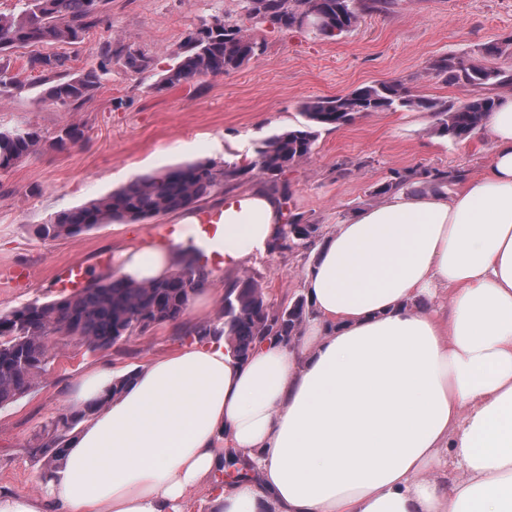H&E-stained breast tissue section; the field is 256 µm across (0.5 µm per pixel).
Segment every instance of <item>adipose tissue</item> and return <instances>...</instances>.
<instances>
[{
    "instance_id": "ef3b65f1",
    "label": "adipose tissue",
    "mask_w": 512,
    "mask_h": 512,
    "mask_svg": "<svg viewBox=\"0 0 512 512\" xmlns=\"http://www.w3.org/2000/svg\"><path fill=\"white\" fill-rule=\"evenodd\" d=\"M480 174L390 194L337 225L304 273L311 314L247 359L192 343L137 371L41 491L0 512H512V98ZM277 195L224 197V262L270 253ZM163 249L120 275H169ZM235 451L258 480L211 486Z\"/></svg>"
}]
</instances>
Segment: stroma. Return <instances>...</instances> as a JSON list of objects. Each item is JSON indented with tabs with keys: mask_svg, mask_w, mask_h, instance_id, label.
I'll return each instance as SVG.
<instances>
[{
	"mask_svg": "<svg viewBox=\"0 0 512 512\" xmlns=\"http://www.w3.org/2000/svg\"><path fill=\"white\" fill-rule=\"evenodd\" d=\"M222 18L244 22L240 0H110L101 23L77 44L61 46L69 72L98 66L104 42L120 41L153 60L134 72L112 61L93 98L77 112L42 100L37 73L26 70L27 49L12 54L23 90L0 94V127L22 126L51 137L65 124L81 123L82 145L46 150L0 173V270L25 269L21 285L0 281V313L52 301L58 268L83 260L89 278L117 275L121 254L149 247L163 225L175 224L169 244L182 253L198 227L194 210L136 224L113 223L57 240L37 237V225L54 213L112 192L139 175L160 174L196 160L232 161L252 154L257 142L301 123L303 103L341 95L367 84L398 81L413 94L452 104L473 90L436 78L429 64L442 56L484 61L512 74V51L485 58V45L512 38V0H392L382 11L363 12L356 28L332 39L299 29L260 27L251 34L264 45L258 57L217 77L156 90L189 31ZM433 113L399 108L358 115L318 139L310 159L288 170L270 190L288 185L292 208L303 221L329 234L356 211L373 205L375 187L391 171L461 169L476 176L491 146L486 133L463 142L439 136ZM315 256L301 246L251 256L234 266L211 265L205 287L208 306L190 307L182 324H162L106 350L56 336L45 372L32 390L0 409V489L35 490L45 466L31 450L43 428L69 409L75 386L93 368L123 375L155 357L176 353L188 340L183 325L215 322L224 284L254 277L274 304L304 293V271Z\"/></svg>",
	"mask_w": 512,
	"mask_h": 512,
	"instance_id": "35a3bbf8",
	"label": "stroma"
}]
</instances>
